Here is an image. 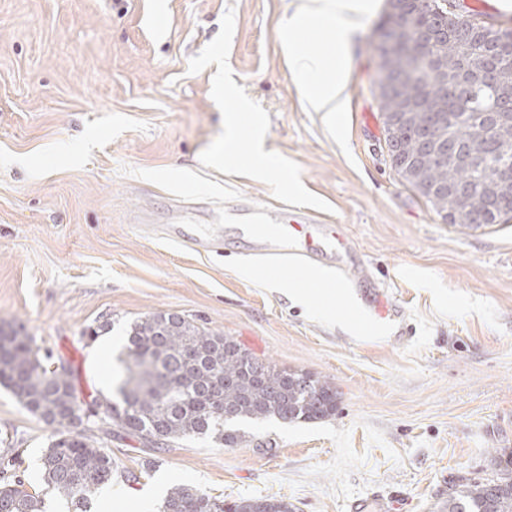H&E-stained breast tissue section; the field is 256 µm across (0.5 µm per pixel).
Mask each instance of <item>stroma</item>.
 Segmentation results:
<instances>
[{"label": "stroma", "instance_id": "stroma-1", "mask_svg": "<svg viewBox=\"0 0 512 512\" xmlns=\"http://www.w3.org/2000/svg\"><path fill=\"white\" fill-rule=\"evenodd\" d=\"M288 0H0V319L70 368L90 406L116 395L128 325L179 314L278 368L333 378L332 418L251 425L227 448L124 432L93 512H159L170 484L287 498L298 512H443L451 481L512 448V215L468 234L394 167L378 27L357 38L338 129L306 111L276 37ZM251 102L285 188L225 168L224 93ZM310 207L349 243L338 287L302 305L243 273L225 206ZM210 225L192 253L144 223ZM393 314L365 316L377 297ZM50 428L0 386V454L38 474ZM136 481H126L127 473Z\"/></svg>", "mask_w": 512, "mask_h": 512}]
</instances>
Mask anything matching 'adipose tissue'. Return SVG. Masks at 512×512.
Returning <instances> with one entry per match:
<instances>
[{
    "label": "adipose tissue",
    "mask_w": 512,
    "mask_h": 512,
    "mask_svg": "<svg viewBox=\"0 0 512 512\" xmlns=\"http://www.w3.org/2000/svg\"><path fill=\"white\" fill-rule=\"evenodd\" d=\"M378 7L379 0H290L277 26V37L307 111L330 118L346 111L352 51L364 19ZM309 37L314 38V45L301 49V42ZM262 138L257 126L246 144L227 136L224 161L247 163L255 177L274 183L278 174L263 151Z\"/></svg>",
    "instance_id": "1"
}]
</instances>
